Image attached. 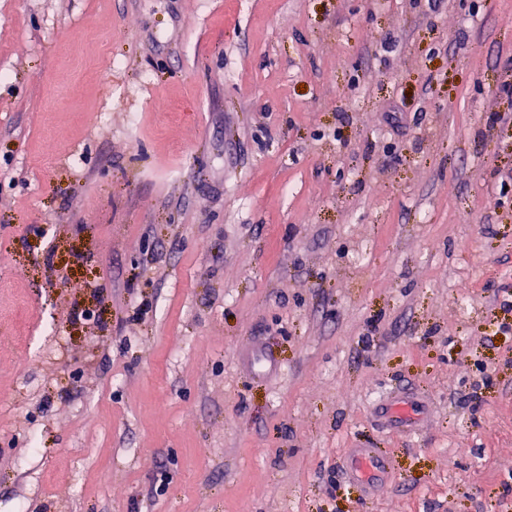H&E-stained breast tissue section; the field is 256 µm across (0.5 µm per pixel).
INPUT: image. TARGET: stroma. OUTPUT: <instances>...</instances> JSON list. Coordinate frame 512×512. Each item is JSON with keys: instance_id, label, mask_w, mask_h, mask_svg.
Instances as JSON below:
<instances>
[{"instance_id": "stroma-1", "label": "stroma", "mask_w": 512, "mask_h": 512, "mask_svg": "<svg viewBox=\"0 0 512 512\" xmlns=\"http://www.w3.org/2000/svg\"><path fill=\"white\" fill-rule=\"evenodd\" d=\"M508 85L512 0H0V512H512ZM239 361L253 372L270 376L279 370V366L272 353L263 345L257 344L250 351L241 355ZM373 409L377 417L389 426L408 429L425 420L428 404L422 399L399 401L387 397L374 405ZM345 467L350 479L368 493L390 476L388 461L378 448H350L345 458Z\"/></svg>"}]
</instances>
